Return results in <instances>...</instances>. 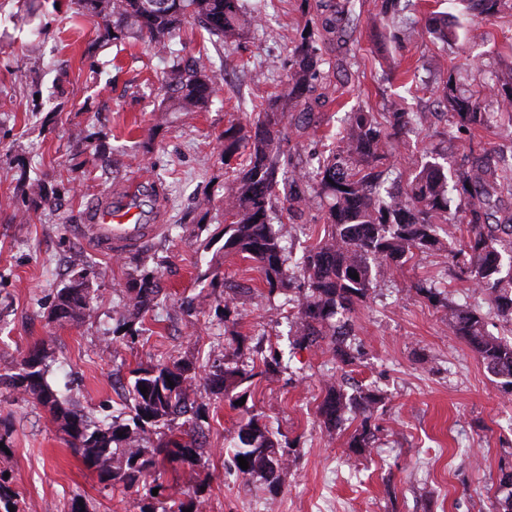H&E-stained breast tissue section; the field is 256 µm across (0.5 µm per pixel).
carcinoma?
I'll list each match as a JSON object with an SVG mask.
<instances>
[{"instance_id": "1", "label": "carcinoma", "mask_w": 512, "mask_h": 512, "mask_svg": "<svg viewBox=\"0 0 512 512\" xmlns=\"http://www.w3.org/2000/svg\"><path fill=\"white\" fill-rule=\"evenodd\" d=\"M465 16H492L512 8L509 0H459ZM75 13L97 20L102 43L143 40L161 53L170 52L172 41L192 23L219 39L238 37L257 23L260 15L246 17L241 0H72ZM317 21L308 20L288 51V80L280 93L256 113L255 131L243 133L232 125L224 130V162L246 152L245 163L224 186V251L234 252L259 264L274 293L288 286L285 247L273 229L276 202L287 203L288 218L318 208L324 236L302 255L299 262L303 294L298 299L296 324L299 345L331 346L336 359L352 365L360 351L350 343L349 314L368 297L377 278L391 275L415 258L435 251L448 252L457 278L483 297L489 313L512 326V218L502 215L504 199H512V158L477 141L467 154L450 161L432 152L393 161L394 144L421 123L415 112H376L357 107L345 114L342 127L331 142L313 152L306 165L284 148L285 121L294 118L298 136L316 119L314 106L328 72L320 43L356 25L352 0L316 4ZM402 0H378L372 24L403 16ZM424 32L448 42L458 30L430 12ZM166 94L158 111L200 112L215 91V76L204 60L184 62L173 55L165 73ZM439 99L449 121L464 130L488 126L492 106L512 119V69L494 72L474 88L448 70L439 86ZM460 204L450 209L452 195ZM44 203L41 185L31 183L24 191L23 207L13 211L6 223L25 219L26 207ZM466 225L467 240L451 245L443 240V225ZM358 274V279L350 277ZM127 299L112 333L131 339L142 334L143 314L161 292L152 270L142 268L125 285ZM418 290L436 302L441 292L424 284ZM444 303V302H442ZM448 331L464 341L486 368L501 379V388L512 394V340L488 330L486 318L475 305L446 302ZM92 311L88 274L83 273L60 289L50 317L58 322H78ZM261 374L272 377L281 368L280 355L271 351L259 358ZM45 356L39 349L23 357L15 373L0 375V384L33 399L45 408L51 421L69 437L68 443L83 463L97 473L100 482L125 492L145 489L140 512H202V501L190 492L169 491L161 482L165 465H178L197 473L202 454L204 416L197 392L204 388L230 403L247 396L237 388L255 376L238 365H210L198 378L196 364L174 359L138 367L132 371L123 416L101 428L92 426L68 397L47 382ZM147 388L141 393L140 388ZM382 399L368 387L347 390L332 382L318 413L331 431H339L347 416L361 417L360 428L351 436L349 448L362 452L375 437L370 419ZM167 432L150 441L158 427ZM247 458L248 469L238 457ZM238 473L260 476L267 487L278 491L288 458L256 415L243 424L230 455ZM158 494H152L153 489ZM499 512H512V470L501 474L497 488Z\"/></svg>"}]
</instances>
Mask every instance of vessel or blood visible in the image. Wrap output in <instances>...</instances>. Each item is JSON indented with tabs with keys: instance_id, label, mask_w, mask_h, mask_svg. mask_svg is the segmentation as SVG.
I'll return each mask as SVG.
<instances>
[{
	"instance_id": "obj_1",
	"label": "vessel or blood",
	"mask_w": 512,
	"mask_h": 512,
	"mask_svg": "<svg viewBox=\"0 0 512 512\" xmlns=\"http://www.w3.org/2000/svg\"><path fill=\"white\" fill-rule=\"evenodd\" d=\"M84 216L79 234L106 256L135 250L161 231L160 225L137 223L130 211L115 209L108 193L93 200Z\"/></svg>"
}]
</instances>
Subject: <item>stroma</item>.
<instances>
[{
	"mask_svg": "<svg viewBox=\"0 0 512 512\" xmlns=\"http://www.w3.org/2000/svg\"><path fill=\"white\" fill-rule=\"evenodd\" d=\"M299 4L269 0L260 26L226 41L202 39L186 26L174 50L186 60L207 58L217 84L208 110L185 116L159 111L167 58L147 43H99L95 19L75 15L70 0H0V374L41 349L48 383L67 389L73 405L102 425L137 367L173 358L200 367L214 359L248 364L273 349L284 372L255 377L243 405L201 398L203 512H496L498 478L512 468V395L449 334L447 310L416 289L445 267L447 253L419 257L377 280L352 314L362 359L345 366L328 346H298L284 294L269 293L256 263L224 250L228 169L218 139L231 125L250 126L255 105L286 82V47L305 22ZM375 10L374 0H363L355 29L324 45L330 63L354 52L361 66L334 77L305 149L339 127L338 105L386 112L411 100L428 113L429 127L396 144V158L426 148L460 156L467 136L449 133L436 100H414V87L391 72L414 64L434 83L453 65L475 83L482 70L512 66V11L466 21L458 40L444 43L396 40L385 24L372 29L365 17ZM476 61L481 69H473ZM81 131L103 132L101 147L78 140ZM97 150L104 162H95ZM28 179L39 180L52 206L30 209L23 223H4ZM135 184L153 189L137 218L162 230L139 250L102 256L74 227L101 193L121 200ZM275 229L297 257L324 234L314 210ZM138 262L157 271L162 292L144 316V333L122 339L112 327L129 267ZM86 269L92 317L48 319L57 289ZM342 374L384 395L373 415L375 441L361 453L348 447L359 419L336 433L318 414L327 383ZM253 414L287 448L275 493L259 476L224 469L231 438ZM4 431L10 451L0 455V471L25 512H70L75 501L89 512H139L138 495L101 484L44 408L0 385Z\"/></svg>",
	"mask_w": 512,
	"mask_h": 512,
	"instance_id": "1",
	"label": "stroma"
}]
</instances>
